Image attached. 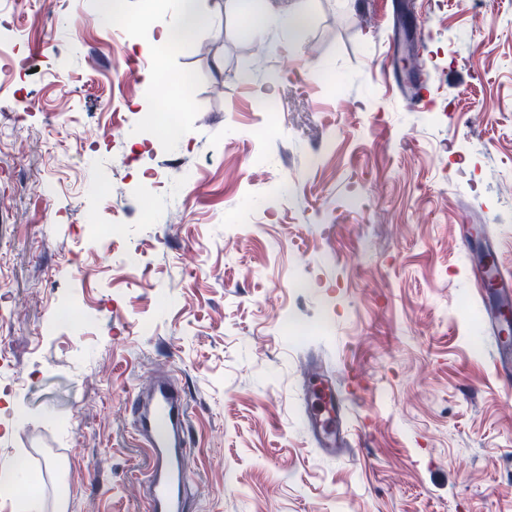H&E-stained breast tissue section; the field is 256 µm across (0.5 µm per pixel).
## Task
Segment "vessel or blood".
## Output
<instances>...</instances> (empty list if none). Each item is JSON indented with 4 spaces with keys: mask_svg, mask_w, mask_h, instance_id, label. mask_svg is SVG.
I'll return each instance as SVG.
<instances>
[{
    "mask_svg": "<svg viewBox=\"0 0 512 512\" xmlns=\"http://www.w3.org/2000/svg\"><path fill=\"white\" fill-rule=\"evenodd\" d=\"M484 323L495 344V369L500 376L512 375V325L485 310ZM323 387L317 401L309 402L311 435L318 447L347 445L337 435L336 418L346 410V399L326 387V375H319ZM135 434L149 459L150 512H184L190 495L185 462L187 457V407L184 393L170 379L153 378L138 390L131 403Z\"/></svg>",
    "mask_w": 512,
    "mask_h": 512,
    "instance_id": "vessel-or-blood-1",
    "label": "vessel or blood"
}]
</instances>
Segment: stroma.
Segmentation results:
<instances>
[{"label": "stroma", "mask_w": 512, "mask_h": 512, "mask_svg": "<svg viewBox=\"0 0 512 512\" xmlns=\"http://www.w3.org/2000/svg\"><path fill=\"white\" fill-rule=\"evenodd\" d=\"M406 3L418 111L383 71ZM176 7L0 12V471L25 453L41 512L62 481L68 512H147L128 404L164 373L191 512H512V389L459 237L484 225L512 275V0H266L254 37L201 0L208 25L155 54ZM313 364L361 379L353 453L310 438Z\"/></svg>", "instance_id": "stroma-1"}]
</instances>
